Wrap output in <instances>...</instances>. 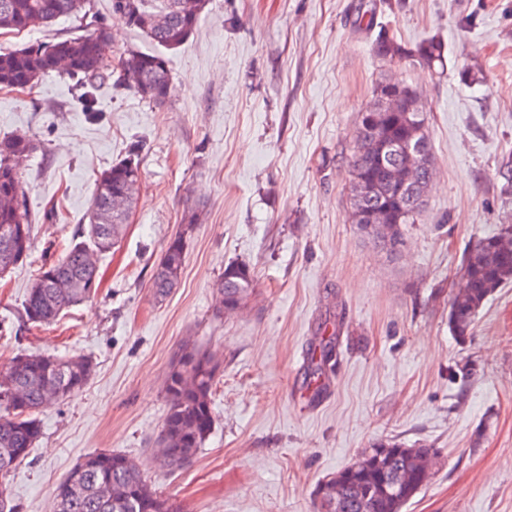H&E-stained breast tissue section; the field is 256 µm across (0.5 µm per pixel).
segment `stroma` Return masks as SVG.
Masks as SVG:
<instances>
[{
    "label": "stroma",
    "instance_id": "obj_1",
    "mask_svg": "<svg viewBox=\"0 0 512 512\" xmlns=\"http://www.w3.org/2000/svg\"><path fill=\"white\" fill-rule=\"evenodd\" d=\"M211 0L195 33L167 54L164 106L104 79L95 114L72 80L0 89V138L40 149L23 166L28 258L0 275V366L22 353L84 355L88 384L38 418L42 435L6 484L20 512H53V491L88 453L136 460L185 512H313V492L375 441L440 453L403 512H512V284L457 344L448 309L463 253L512 223L497 171L512 153V0ZM374 12L373 28L360 24ZM412 45L435 36V74L371 51L377 29ZM105 30V70L150 44L94 0L84 20L0 33V49ZM471 69L474 82L460 78ZM392 78L427 112L436 174L402 258L389 259L350 220L348 168L358 115ZM141 144V184L121 240L99 257L93 296L48 326L17 313L30 283L86 224L98 173ZM181 282L164 301L151 279L188 209ZM231 263L255 287L221 312L215 284ZM339 329L328 389L303 385L321 329ZM220 365L214 426L193 460L160 464L154 448L165 381L185 345ZM473 360L475 371L458 367Z\"/></svg>",
    "mask_w": 512,
    "mask_h": 512
}]
</instances>
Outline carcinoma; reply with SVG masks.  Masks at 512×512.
Instances as JSON below:
<instances>
[{
	"label": "carcinoma",
	"mask_w": 512,
	"mask_h": 512,
	"mask_svg": "<svg viewBox=\"0 0 512 512\" xmlns=\"http://www.w3.org/2000/svg\"><path fill=\"white\" fill-rule=\"evenodd\" d=\"M170 0H112V12L126 24L140 30L157 47L175 50L194 33L203 8L209 0H185L186 15L174 17L169 26L157 28L153 19L167 11ZM90 0H0V30L17 34L45 27L63 16L87 15ZM107 38L101 31L51 43L33 42L0 50V87H35L52 74L76 81L75 89L85 111H93L94 82L106 55ZM374 55L383 60H412L430 71L446 65L444 43L436 38L423 39L412 46L381 31L372 42ZM116 83L134 90L156 105L165 103L171 82L167 57L159 52L131 51L118 62ZM424 112H381L373 127H358L349 160V174L384 183L391 172L409 163L402 145L428 134ZM39 149L29 135L15 133L0 140V273L27 258L32 245L31 226L21 220L24 202L21 169ZM138 146L127 157L104 169L97 179L96 192L88 211L89 224L82 230L83 240L72 242L64 254L44 266L28 288L18 312L23 323L46 325L61 312L82 302L96 290L99 267L85 264L88 251L102 255L112 249L122 233L107 237L103 228L119 225L112 215V199H125L133 210L138 194ZM433 172L424 169L416 186L422 197L419 205L409 196L385 192L367 202V206L386 215L404 240V225L414 224L422 215L428 185ZM184 231L166 245L151 281L153 296L166 298L177 287L185 263L187 236L198 221L195 211L184 215ZM461 268L467 283L457 289L448 310V329L454 339L465 344L473 334L480 310L500 288L512 284V235L497 231L482 236L465 251ZM225 311L239 309L254 290V276L244 263L224 268L216 283ZM335 336L322 333L310 357L305 373L306 385L321 392L333 372ZM190 365L192 373L180 381V369ZM94 371L93 361L84 356L57 357L25 353L0 368V477L4 478L23 461L42 435L36 413L46 403L41 385L58 382L63 401L79 392ZM218 365L208 354L192 347L183 350L171 368L165 385L168 412L159 437L174 449L164 465L181 466L195 457L211 433L214 417L211 396ZM435 452L429 444L410 447L395 439L374 442L362 452L363 463L353 462L323 479L313 493L314 512H402L422 489L414 475L418 457ZM55 512H183L177 501L155 488L141 467L125 454L108 450L94 451L83 458L57 486Z\"/></svg>",
	"instance_id": "1"
}]
</instances>
